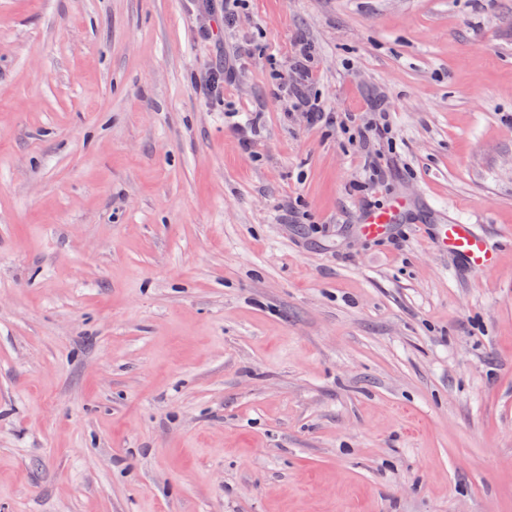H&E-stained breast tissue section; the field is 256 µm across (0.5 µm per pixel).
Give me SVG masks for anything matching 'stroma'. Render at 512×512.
<instances>
[{
  "label": "stroma",
  "mask_w": 512,
  "mask_h": 512,
  "mask_svg": "<svg viewBox=\"0 0 512 512\" xmlns=\"http://www.w3.org/2000/svg\"><path fill=\"white\" fill-rule=\"evenodd\" d=\"M0 512H512V0H0ZM297 106L306 112L307 118L310 124H324L329 126L336 125L346 133H350L351 129L355 135V139L359 140V143L370 145L371 143L383 142L384 140L389 143L392 139V127L387 123H356V115L350 113H338V112H322L315 101H309L302 97L296 99ZM404 203L397 200L391 205L365 214L358 226L361 236L369 239H383L388 236L392 225L396 224ZM433 239L441 250L463 258L475 270H484L496 265L497 250L475 224H463L448 220V224H434Z\"/></svg>",
  "instance_id": "obj_1"
}]
</instances>
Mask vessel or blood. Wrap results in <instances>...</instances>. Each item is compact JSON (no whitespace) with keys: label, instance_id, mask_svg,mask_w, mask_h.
<instances>
[{"label":"vessel or blood","instance_id":"b4317fda","mask_svg":"<svg viewBox=\"0 0 512 512\" xmlns=\"http://www.w3.org/2000/svg\"><path fill=\"white\" fill-rule=\"evenodd\" d=\"M404 206L395 201L389 206L365 214L358 226L361 236L369 239H383L396 224ZM435 246L463 258L473 269L484 270L496 265L498 254L477 225L464 224L455 220L435 225L433 229Z\"/></svg>","mask_w":512,"mask_h":512}]
</instances>
